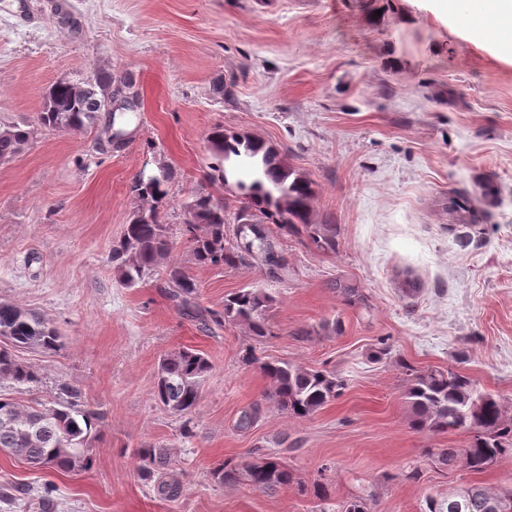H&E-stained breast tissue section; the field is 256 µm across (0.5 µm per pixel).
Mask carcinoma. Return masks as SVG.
<instances>
[{"label": "carcinoma", "mask_w": 512, "mask_h": 512, "mask_svg": "<svg viewBox=\"0 0 512 512\" xmlns=\"http://www.w3.org/2000/svg\"><path fill=\"white\" fill-rule=\"evenodd\" d=\"M121 81L122 77L105 72H95L78 83L57 81L48 89L37 113L38 125L54 131L86 129L96 119L92 101L103 102ZM30 135L31 130L20 125H0V161L18 154ZM208 142L215 163L203 176L206 186L183 205L190 219L183 224L182 234L195 264L235 269L252 260L264 268L268 278L283 281L288 278V259L278 249L276 239L293 237L319 253L336 252L340 227L315 222L314 182L306 174L287 164L262 140L227 134L224 128L216 127ZM239 163L252 167L253 179L247 185L237 183L242 194L232 206L214 189L229 184V174ZM170 180V171L162 167L158 174L140 177L132 185L143 205L132 212L123 238L112 247V267L120 283L132 288L158 274L179 313L199 329L211 331L240 324L258 341L273 335L268 313L275 298L263 288L230 294L219 309L198 302V285L188 268L171 260L174 241L170 225L160 215L159 204L168 196ZM233 210L249 212L255 223L229 229L228 216ZM336 290L351 305L365 302L359 288L351 283L338 280ZM340 329L339 321H325L316 327H299L292 336L308 341ZM63 347L61 333L52 321L0 301V384L22 392L37 386L42 374L17 351L57 352ZM211 368L203 354L190 348L160 361L154 398L184 418L181 435L185 439L194 435L192 412ZM261 370L270 382L265 399L297 418L312 416L346 387L334 370L303 369L285 359L267 360ZM406 375L412 429L433 433L466 430L472 434L470 446L461 451L439 450L440 464L450 469L460 465L480 473L512 452V422L506 419L500 401L479 391L470 377L451 369L416 370L410 366ZM63 392L51 401L32 399L26 403L0 393V450L37 469L49 463L56 472L91 471L95 466L92 442L100 433V413L83 404L78 389L65 387ZM260 411L258 402L242 411L238 429L252 428ZM133 457L139 480L152 487L158 497L170 502L181 497V482L165 472L170 465L165 449L142 445L133 450ZM210 475L220 484H248L265 492L286 487L293 480L288 466L264 454H255L250 460L228 459L213 467ZM429 512H512V491L464 487L443 503L431 502Z\"/></svg>", "instance_id": "1"}]
</instances>
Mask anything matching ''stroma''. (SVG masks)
I'll return each instance as SVG.
<instances>
[{"mask_svg": "<svg viewBox=\"0 0 512 512\" xmlns=\"http://www.w3.org/2000/svg\"><path fill=\"white\" fill-rule=\"evenodd\" d=\"M30 2L23 14L0 0V124L35 128L0 162V301L63 335L60 351L19 353L42 373L35 397L77 388L104 424L87 473L37 474L0 454V512H40L4 496L45 482L56 486L53 512H336L355 497L367 512H428V500L469 484L511 488L512 453L480 473L438 464L432 449L465 448L470 433L414 431L405 399L406 366L456 368L512 418V61L482 37L488 24L469 14L470 0L448 16L429 0H392L379 15L359 0ZM96 71L140 83L118 151L103 112L80 132L36 125L53 83ZM216 126L276 148L314 181L315 221L341 227L330 256L280 239L281 282L255 264H193L177 242L171 257L202 305L244 288L274 296V335L260 342L242 325L201 331L159 277L126 288L112 268L139 175L170 168L162 208L180 234ZM461 191L483 219L449 210ZM340 277L366 306L344 302ZM336 318L341 335H292ZM184 348L212 364L189 440L153 396L161 359ZM269 358L336 371L347 387L311 417L289 416L264 398ZM256 403L258 421L240 431V412ZM143 444L170 455L177 501L138 479L132 450ZM254 448L288 465L293 485L270 493L211 479ZM318 480L327 502L308 492Z\"/></svg>", "mask_w": 512, "mask_h": 512, "instance_id": "obj_1", "label": "stroma"}]
</instances>
